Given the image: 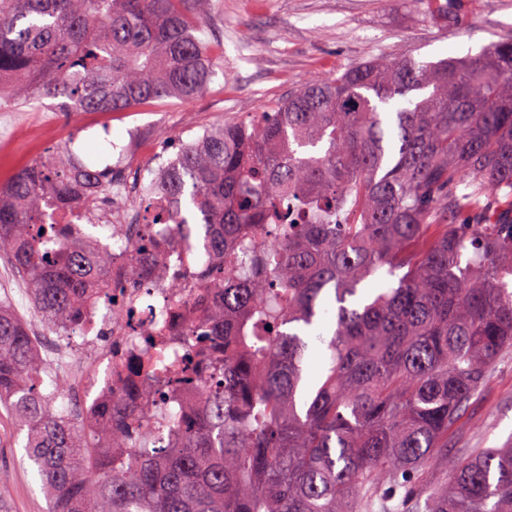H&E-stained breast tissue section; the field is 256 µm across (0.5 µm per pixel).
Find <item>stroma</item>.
I'll return each instance as SVG.
<instances>
[{
  "instance_id": "1",
  "label": "stroma",
  "mask_w": 512,
  "mask_h": 512,
  "mask_svg": "<svg viewBox=\"0 0 512 512\" xmlns=\"http://www.w3.org/2000/svg\"><path fill=\"white\" fill-rule=\"evenodd\" d=\"M196 34L215 60L208 89L192 100L169 98L128 112H62L47 105L11 108L22 123L0 148V185L27 164L47 159L64 139L80 157L113 164L131 147L141 169L156 144L178 145L203 128L272 109L301 84L380 56L421 62L477 55L512 39V0H448L441 15L417 0H202ZM512 441V356L497 361L485 386L448 437L450 448H498ZM27 430L0 410V512H50L36 467L25 455Z\"/></svg>"
}]
</instances>
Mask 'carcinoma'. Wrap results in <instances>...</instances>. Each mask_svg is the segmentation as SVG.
I'll return each mask as SVG.
<instances>
[{
    "instance_id": "carcinoma-1",
    "label": "carcinoma",
    "mask_w": 512,
    "mask_h": 512,
    "mask_svg": "<svg viewBox=\"0 0 512 512\" xmlns=\"http://www.w3.org/2000/svg\"><path fill=\"white\" fill-rule=\"evenodd\" d=\"M194 2L0 0L9 103L125 112L201 95L214 69ZM110 173L69 144L0 186V258L54 325L112 299V251L44 206L92 216ZM146 194L164 199L153 223L201 243L203 313L183 358L164 351L171 311L131 370L174 396L203 355L210 383L191 415L167 417L165 448L141 425L152 385L130 382L81 426L0 305V406L28 429L53 512H512L511 444L448 450L512 352V39L305 83L184 143ZM131 253L135 274L162 273L149 238Z\"/></svg>"
}]
</instances>
